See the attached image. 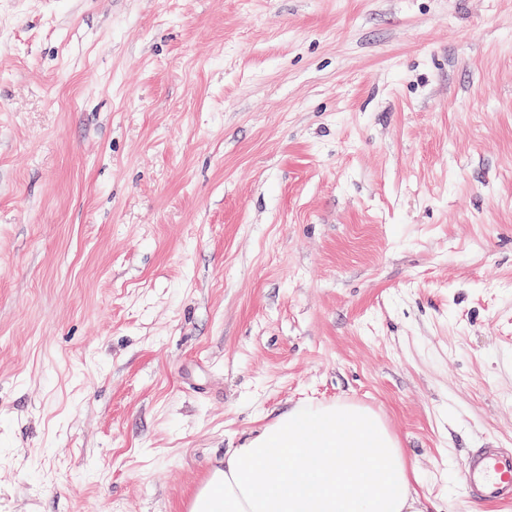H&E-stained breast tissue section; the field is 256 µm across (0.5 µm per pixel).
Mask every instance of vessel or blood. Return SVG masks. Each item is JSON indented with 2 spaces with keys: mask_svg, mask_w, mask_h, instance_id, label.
I'll use <instances>...</instances> for the list:
<instances>
[{
  "mask_svg": "<svg viewBox=\"0 0 512 512\" xmlns=\"http://www.w3.org/2000/svg\"><path fill=\"white\" fill-rule=\"evenodd\" d=\"M460 479L473 502L512 504V449H473L462 460ZM217 489L212 471H205L186 497L183 512H196L199 499Z\"/></svg>",
  "mask_w": 512,
  "mask_h": 512,
  "instance_id": "obj_1",
  "label": "vessel or blood"
}]
</instances>
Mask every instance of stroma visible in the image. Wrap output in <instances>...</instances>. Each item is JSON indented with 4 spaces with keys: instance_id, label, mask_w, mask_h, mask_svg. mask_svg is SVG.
<instances>
[{
    "instance_id": "35a3bbf8",
    "label": "stroma",
    "mask_w": 512,
    "mask_h": 512,
    "mask_svg": "<svg viewBox=\"0 0 512 512\" xmlns=\"http://www.w3.org/2000/svg\"><path fill=\"white\" fill-rule=\"evenodd\" d=\"M338 401L426 512L512 448V0H0V512Z\"/></svg>"
}]
</instances>
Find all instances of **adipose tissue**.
<instances>
[{
    "instance_id": "ef3b65f1",
    "label": "adipose tissue",
    "mask_w": 512,
    "mask_h": 512,
    "mask_svg": "<svg viewBox=\"0 0 512 512\" xmlns=\"http://www.w3.org/2000/svg\"><path fill=\"white\" fill-rule=\"evenodd\" d=\"M209 512H424L403 448L372 410L279 413L221 462Z\"/></svg>"
}]
</instances>
